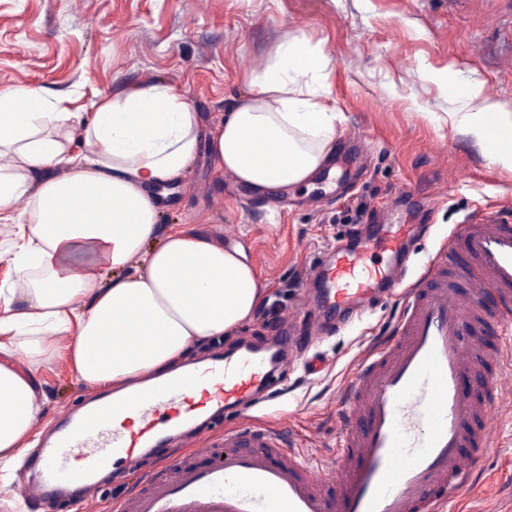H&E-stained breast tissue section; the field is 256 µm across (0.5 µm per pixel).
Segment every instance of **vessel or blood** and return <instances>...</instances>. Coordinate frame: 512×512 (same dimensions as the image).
<instances>
[{
	"mask_svg": "<svg viewBox=\"0 0 512 512\" xmlns=\"http://www.w3.org/2000/svg\"><path fill=\"white\" fill-rule=\"evenodd\" d=\"M410 224L373 227L316 267L325 310L359 314L383 289L404 288L389 334L359 358L337 412L330 457L302 456L282 432L228 430L223 446L193 443L201 417H230L274 387L296 343L282 321L266 347H243L136 394L64 414L53 440L28 453L17 489L51 512L69 485H93L113 459L137 465L151 448H190L201 465L166 458L114 512H444L493 443L488 386H512V216L459 224L414 281L400 258Z\"/></svg>",
	"mask_w": 512,
	"mask_h": 512,
	"instance_id": "b4317fda",
	"label": "vessel or blood"
}]
</instances>
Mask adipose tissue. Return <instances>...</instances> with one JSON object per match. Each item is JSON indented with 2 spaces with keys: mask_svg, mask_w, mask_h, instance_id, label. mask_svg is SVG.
Instances as JSON below:
<instances>
[{
  "mask_svg": "<svg viewBox=\"0 0 512 512\" xmlns=\"http://www.w3.org/2000/svg\"><path fill=\"white\" fill-rule=\"evenodd\" d=\"M328 66L323 45L303 36L271 50L209 141L217 168L259 195L314 176L336 148ZM480 94L468 81L451 123L483 141L498 130L489 158L512 169V111L473 108ZM198 139L191 103L161 82L98 97L87 112L64 111L37 86L0 88V220L27 198L12 261L36 274L0 286V354L21 351L35 365L70 333L63 354L78 381L117 400L170 379L194 345L253 314L262 288L240 250L183 229L148 245L151 191L181 180ZM41 414L32 375L0 363V473L36 446Z\"/></svg>",
  "mask_w": 512,
  "mask_h": 512,
  "instance_id": "ef3b65f1",
  "label": "adipose tissue"
}]
</instances>
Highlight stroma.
<instances>
[{
	"label": "stroma",
	"mask_w": 512,
	"mask_h": 512,
	"mask_svg": "<svg viewBox=\"0 0 512 512\" xmlns=\"http://www.w3.org/2000/svg\"><path fill=\"white\" fill-rule=\"evenodd\" d=\"M296 34L323 43L330 59L336 152L309 185L261 196L225 182L209 134L247 93L245 75ZM471 79L483 102L512 110V0H0V87L37 85L84 112L96 96L162 81L198 112L196 155L159 198L156 237L178 226L242 248L263 297L235 330L194 346L190 364L216 346L264 343L297 289L319 300L306 272L349 238L359 204L368 224L430 225L408 262L414 274L456 225L512 210V169L490 163L487 143L448 119L454 89ZM397 308L389 298L326 342L324 372L306 379L294 370L277 407L236 427H272L292 447L325 456L338 438L342 385ZM35 378L45 437L65 409L93 395L62 357ZM475 469L481 483L449 512H512L510 390L498 394L494 446Z\"/></svg>",
	"instance_id": "stroma-1"
}]
</instances>
